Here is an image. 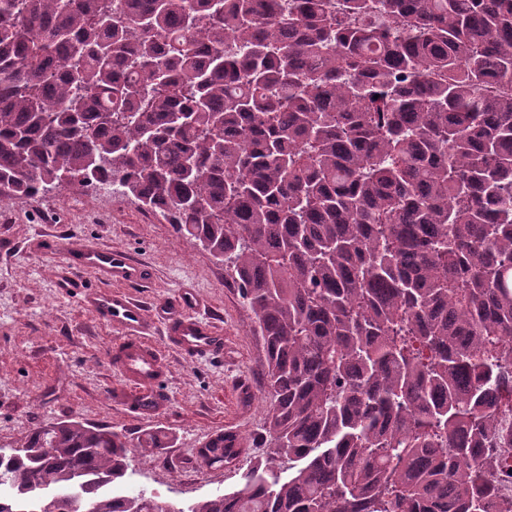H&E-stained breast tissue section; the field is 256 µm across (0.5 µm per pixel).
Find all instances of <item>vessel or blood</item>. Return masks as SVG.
<instances>
[{
    "instance_id": "b4317fda",
    "label": "vessel or blood",
    "mask_w": 512,
    "mask_h": 512,
    "mask_svg": "<svg viewBox=\"0 0 512 512\" xmlns=\"http://www.w3.org/2000/svg\"><path fill=\"white\" fill-rule=\"evenodd\" d=\"M41 251L60 259L59 285L78 286L73 270H93L105 285L81 288L85 307L116 331L109 354L116 380L111 399L142 418H156L170 403L165 382L169 373L167 351L192 361H208L224 355V329L214 316L201 314L194 289H181L175 298L156 303L163 328V345L151 339V322L143 301L129 292L146 279V267L121 248L73 246L67 239L42 240ZM79 287V286H78Z\"/></svg>"
}]
</instances>
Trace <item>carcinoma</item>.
Returning <instances> with one entry per match:
<instances>
[{
	"label": "carcinoma",
	"mask_w": 512,
	"mask_h": 512,
	"mask_svg": "<svg viewBox=\"0 0 512 512\" xmlns=\"http://www.w3.org/2000/svg\"><path fill=\"white\" fill-rule=\"evenodd\" d=\"M65 177L224 263L269 452L121 502L126 435L63 420L0 512H512L467 464L512 448V0H0V198Z\"/></svg>",
	"instance_id": "cac0c4a2"
}]
</instances>
